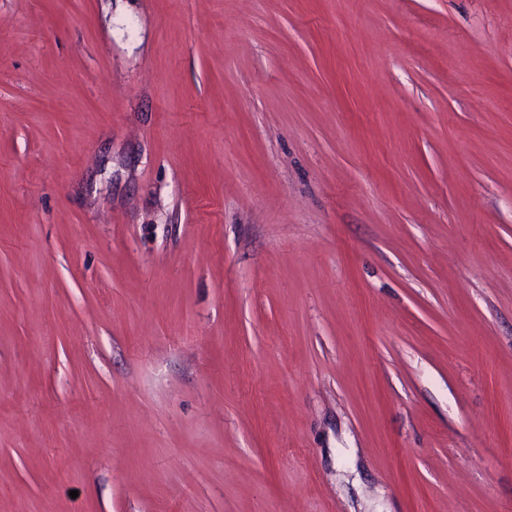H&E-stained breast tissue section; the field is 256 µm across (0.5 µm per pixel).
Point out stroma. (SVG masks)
<instances>
[{
  "mask_svg": "<svg viewBox=\"0 0 512 512\" xmlns=\"http://www.w3.org/2000/svg\"><path fill=\"white\" fill-rule=\"evenodd\" d=\"M0 512H512V0H0Z\"/></svg>",
  "mask_w": 512,
  "mask_h": 512,
  "instance_id": "stroma-1",
  "label": "stroma"
}]
</instances>
